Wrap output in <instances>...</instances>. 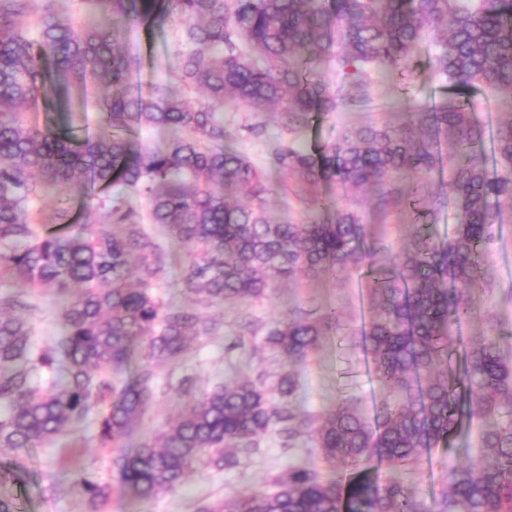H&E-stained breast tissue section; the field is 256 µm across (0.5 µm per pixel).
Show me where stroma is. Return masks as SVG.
Listing matches in <instances>:
<instances>
[{
    "instance_id": "1",
    "label": "stroma",
    "mask_w": 512,
    "mask_h": 512,
    "mask_svg": "<svg viewBox=\"0 0 512 512\" xmlns=\"http://www.w3.org/2000/svg\"><path fill=\"white\" fill-rule=\"evenodd\" d=\"M178 42L177 20H169L164 28L152 33L139 25L121 23L118 45L132 62L134 91L147 96L167 80ZM435 51L432 40H423L413 54L414 78L410 84H402L395 76L371 73V100L363 111L326 113L307 130L288 131L282 127L278 112L271 110L255 112L245 106L224 110V124L234 133L231 147L245 154L270 179L272 191L266 198V208L275 221L304 223L311 221L314 213L308 193L276 167L271 155L273 146L291 140L306 147L322 144L334 140L348 126H395L401 122L407 106L439 104L447 92V83L430 66ZM448 181L445 172L434 170L428 175V189L440 197L442 204L429 213L427 222L434 238L442 242L451 237L456 223L454 210L446 203ZM316 192L323 208L354 211L391 253H398L409 241L412 215L404 209L380 211L375 205V192L347 195L330 184L319 185ZM102 195L101 189L82 181L62 193L48 189L45 199L35 204V221L43 225L54 223L60 201H67L76 211L84 204L97 205ZM134 206L145 231L167 256L156 293L167 304L194 307L193 295L186 293L180 283L189 261L186 250L169 239L158 225L150 223L146 201L135 200ZM491 209L497 220L484 247L485 277L470 293L478 315L459 324L456 334L463 340L488 333L494 320L512 325V206L495 203ZM299 308L318 316L337 309L342 330L326 331L305 360L292 367L279 353L263 348L262 342L279 319ZM375 313L366 282L355 273L335 278L300 276L281 283L267 296L203 309V316L213 326L212 332L191 341L180 361L156 367L153 406L127 439V447H137L146 436L160 432L182 411L186 397L181 382L187 377L192 378L198 389H210L240 376L261 378L265 387L272 388L284 372L292 370L298 377L297 402L303 412L317 416L345 398L364 417L374 419L384 404L396 400L375 380L372 358L361 342L362 329ZM484 427L481 421L464 425L451 445L434 448L429 456L408 466L395 469L386 463L379 464V477L385 480L395 475L421 497H440L446 489L449 469L478 459ZM77 436L80 444L76 447L0 451V466L13 467L16 472L17 480L10 491L20 512H90L86 499L57 479L59 471L74 466L89 469L101 484L108 486L110 497L105 512H196L202 501L217 508L247 491L271 490L274 479L295 462L307 464L325 479L336 474L309 436L299 437L296 445L288 449L277 434L271 433L259 441L256 451L241 455L235 468L218 472L195 466L174 490L143 500L122 491L112 465L113 451L100 447L95 426L78 430Z\"/></svg>"
}]
</instances>
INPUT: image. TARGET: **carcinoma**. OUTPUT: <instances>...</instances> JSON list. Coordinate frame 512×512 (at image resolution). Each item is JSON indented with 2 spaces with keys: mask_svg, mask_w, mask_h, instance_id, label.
I'll list each match as a JSON object with an SVG mask.
<instances>
[{
  "mask_svg": "<svg viewBox=\"0 0 512 512\" xmlns=\"http://www.w3.org/2000/svg\"><path fill=\"white\" fill-rule=\"evenodd\" d=\"M95 2L103 18L82 28L53 0H0V276L63 297L59 332L46 346L33 340L36 306L0 298V450L50 447L95 423L99 442L116 448L123 489L152 499L199 463L237 466L239 453L271 432L286 443L307 433L336 478L292 465L274 492L240 495L220 512H512V367L499 334L464 345L461 361L452 336L475 315L469 295L483 276L496 219L490 203L512 204V0ZM172 15L188 50L175 57L171 81L145 99L131 91L112 19L154 30ZM425 36L438 46L431 66L448 82L443 102L406 111L397 127L350 126L332 142L275 149L279 170L311 188L333 181L349 195L374 184L379 204L410 205L409 244L386 257L346 209L305 224L271 220L268 178L225 145L224 104L277 106L288 129L305 128L322 112L366 103L373 67L409 77ZM333 52L334 86L313 67ZM89 85L109 90L97 101L94 135L42 130L22 118ZM478 88L508 107L493 134L495 169L478 159L483 130L470 102ZM142 126L166 137L144 147L134 136ZM443 136L457 223L441 246L422 223L436 200L420 178L440 164ZM85 178L107 191L100 219L39 232L32 207L43 191ZM133 196L146 197L152 223L188 251L183 284L204 307L258 299L299 274L367 271L376 315L363 340L376 380L400 392L399 401L372 422L345 400L311 417L298 410L294 373L272 391L235 378L190 399L153 439L124 447L153 402L154 364L177 361L189 337L209 333L201 314L156 295L164 255L141 228ZM339 322L334 309L321 319L295 314L269 329L264 346L302 361ZM137 347L143 363L130 375ZM490 415L496 425L482 433L479 462L449 470L440 498L420 500L404 483L378 479L376 463L414 460L447 443L463 419ZM13 480L0 468V512H18ZM59 480L94 512L109 497L86 468L66 469Z\"/></svg>",
  "mask_w": 512,
  "mask_h": 512,
  "instance_id": "obj_1",
  "label": "carcinoma"
}]
</instances>
